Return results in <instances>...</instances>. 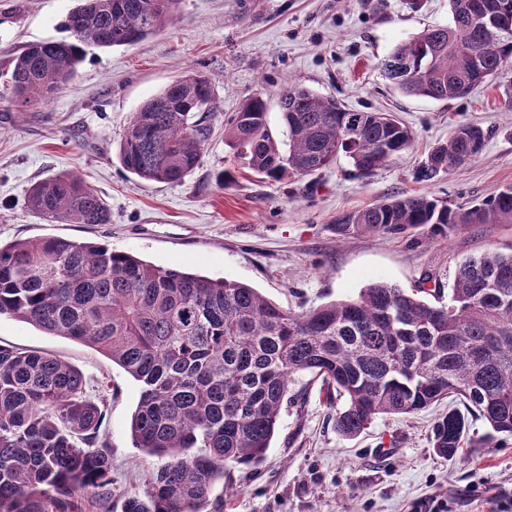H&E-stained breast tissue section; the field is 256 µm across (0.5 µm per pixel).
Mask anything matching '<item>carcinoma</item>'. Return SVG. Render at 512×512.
<instances>
[{
	"label": "carcinoma",
	"instance_id": "1",
	"mask_svg": "<svg viewBox=\"0 0 512 512\" xmlns=\"http://www.w3.org/2000/svg\"><path fill=\"white\" fill-rule=\"evenodd\" d=\"M181 0H77L70 39L27 47L13 60L17 103L61 91L86 47L133 45L163 26ZM451 22L397 45L384 63L408 96L463 97L512 67V24L475 25L481 15L512 17V0H449ZM211 83L201 73L175 79L136 112L120 143L129 173L178 183L211 136ZM288 139L281 150L267 101L246 98L228 121L225 143L253 173L277 181L326 168L344 154L370 174L412 144L391 112L346 109L333 98L287 84L279 94ZM488 131L464 123L427 154L417 180L480 155ZM29 210L50 223L108 224L109 205L74 172L31 186ZM430 224H512V185L454 210L407 194L336 217L340 237L402 233ZM376 281L350 300L300 313L233 279L152 265L106 244L35 237L0 244V316L87 344L139 383L130 422L135 446L166 459L142 497L123 512H205L226 465L259 463L288 402L292 376L321 382L329 404L345 398L336 432L362 434L380 414L409 415L457 397L433 428L445 458L512 438V253L463 260L450 299L435 305ZM105 399L57 357L0 346V512H76L78 493L112 492V456L100 442ZM490 431L469 437L468 415Z\"/></svg>",
	"mask_w": 512,
	"mask_h": 512
}]
</instances>
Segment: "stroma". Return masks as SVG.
<instances>
[{
	"label": "stroma",
	"instance_id": "1",
	"mask_svg": "<svg viewBox=\"0 0 512 512\" xmlns=\"http://www.w3.org/2000/svg\"><path fill=\"white\" fill-rule=\"evenodd\" d=\"M75 0H0V243L62 236L93 240L157 266L256 288L275 304L306 311L357 297L385 281L407 291L425 275L447 302L457 267L488 251L512 253V224L419 226L401 234L339 238L340 214L404 194L471 206L512 185V72L467 96L436 101L399 92L382 70L394 47L451 20L448 0H182L155 34L131 46L88 47L73 80L52 99L13 104L10 61L27 46L68 39ZM193 72L212 82V136L181 183L139 179L119 161L135 112L174 79ZM289 81L354 111L393 112L413 133L411 147L372 174L349 160L309 175L270 181L235 162L224 142L227 119L263 93L275 137ZM488 131L479 157L431 182L414 172L461 123ZM233 177L219 183L217 175ZM79 173L112 209L108 224H51L32 214L27 191L61 173ZM0 345L57 356L107 398L100 434L112 455V497L78 495V512H122L143 494L161 458L136 448L130 420L137 383L111 359L79 342L0 317ZM279 428L264 461L235 465L211 499L221 512H512V440L447 460L433 427L447 404L410 415H379L358 437L340 436L336 410L309 375L289 384Z\"/></svg>",
	"mask_w": 512,
	"mask_h": 512
}]
</instances>
